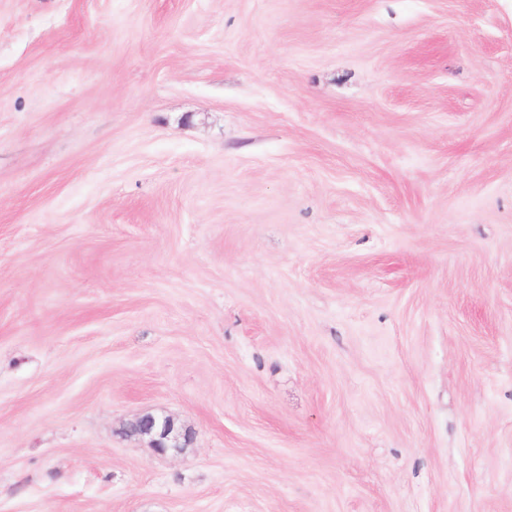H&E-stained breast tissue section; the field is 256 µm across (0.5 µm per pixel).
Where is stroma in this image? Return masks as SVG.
<instances>
[{
	"instance_id": "stroma-1",
	"label": "stroma",
	"mask_w": 512,
	"mask_h": 512,
	"mask_svg": "<svg viewBox=\"0 0 512 512\" xmlns=\"http://www.w3.org/2000/svg\"><path fill=\"white\" fill-rule=\"evenodd\" d=\"M0 512H512V0H0ZM128 432L149 438L150 447L157 452H181L191 441V433L170 416L144 414L131 423Z\"/></svg>"
}]
</instances>
